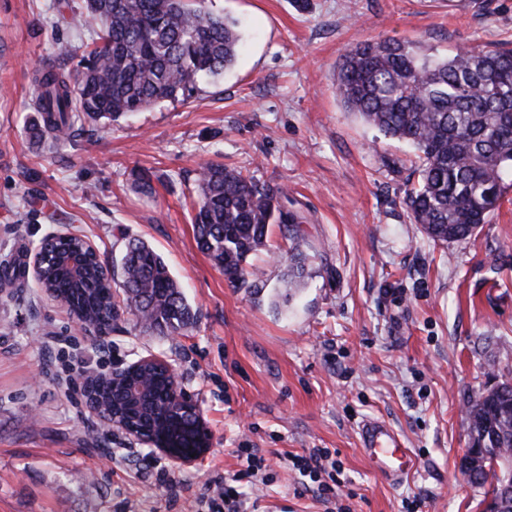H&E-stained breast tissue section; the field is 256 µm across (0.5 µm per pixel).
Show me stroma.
Instances as JSON below:
<instances>
[{"mask_svg":"<svg viewBox=\"0 0 512 512\" xmlns=\"http://www.w3.org/2000/svg\"><path fill=\"white\" fill-rule=\"evenodd\" d=\"M236 21L241 50L188 101H165L57 144L28 128L35 69L59 43L82 50L56 0H0V276L53 231L84 235L109 264L140 239L160 253L198 320L159 336L123 313L99 341L36 288L0 287V512H209L204 484L234 471L237 448L270 460L244 487L247 512H329L301 495L275 453H338L352 512H482L461 469L465 409L512 382V193L469 238L441 243L414 224L406 192L417 152L347 111L336 65L356 43L408 40L440 55L512 48V0H210ZM286 185L306 222L310 276L284 304L288 243L272 227L251 255L260 288H237L196 246L192 199L202 164ZM151 193L140 192V172ZM167 359L211 431L178 468L115 432L103 436L68 381L144 356ZM386 421L415 456L397 482L365 457L358 427Z\"/></svg>","mask_w":512,"mask_h":512,"instance_id":"1","label":"stroma"}]
</instances>
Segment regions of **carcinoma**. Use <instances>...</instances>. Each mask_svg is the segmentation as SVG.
<instances>
[{"mask_svg":"<svg viewBox=\"0 0 512 512\" xmlns=\"http://www.w3.org/2000/svg\"><path fill=\"white\" fill-rule=\"evenodd\" d=\"M206 0H86L99 21L92 48L71 73L60 66L34 75L35 111L41 124L33 138L54 140L85 121L120 117L162 101L187 100L204 78L236 62L240 35L235 24L205 6ZM336 92L344 106L386 136L418 151L417 184L407 195L412 220L440 242L472 236L512 192V50L463 47L444 56L420 53L410 41L381 39L348 48L336 65ZM198 249L224 271L229 283L256 288L260 276L247 264L267 245L274 225L288 233L285 286L297 290L309 275L302 250L303 216L285 186L261 182L222 163H206L198 175L192 216ZM77 237H44L38 287L85 319L114 324L118 305L93 252L85 278L72 281L57 256ZM120 285L124 301L148 330L163 336L193 327L197 314L168 265L147 243L128 241ZM153 400L135 407L119 403L122 416L146 430L168 414V433L178 436L189 420L169 400L167 378L151 373ZM469 431L486 448L512 460V383L474 400ZM477 486L495 487L512 478V466L466 472Z\"/></svg>","mask_w":512,"mask_h":512,"instance_id":"1","label":"carcinoma"}]
</instances>
